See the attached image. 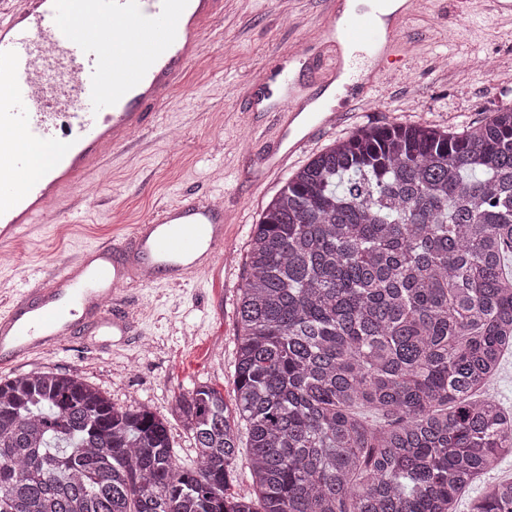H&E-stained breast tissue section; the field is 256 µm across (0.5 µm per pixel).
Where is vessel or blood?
<instances>
[{
  "label": "vessel or blood",
  "mask_w": 512,
  "mask_h": 512,
  "mask_svg": "<svg viewBox=\"0 0 512 512\" xmlns=\"http://www.w3.org/2000/svg\"><path fill=\"white\" fill-rule=\"evenodd\" d=\"M324 3L314 55L325 87L356 73L369 91L389 67L410 66L402 32L413 0L383 17H348L342 0ZM223 15L224 0H0L1 253L37 231L41 212L63 190L86 186L148 135L151 109L183 85L204 34ZM271 82L283 88L275 111L284 121L278 148L260 165L282 170L310 141L290 139L296 119L316 132L342 115L307 111L278 65L257 76L254 111L265 110ZM57 142L64 150L33 170L30 148ZM223 252V203L202 195L159 207L127 236L87 247L80 263L26 281L0 307V365L53 350L87 328L130 335L122 313L130 281L188 282L209 273Z\"/></svg>",
  "instance_id": "vessel-or-blood-1"
}]
</instances>
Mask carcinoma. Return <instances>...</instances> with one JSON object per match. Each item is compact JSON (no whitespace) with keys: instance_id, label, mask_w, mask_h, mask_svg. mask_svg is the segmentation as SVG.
<instances>
[{"instance_id":"1","label":"carcinoma","mask_w":512,"mask_h":512,"mask_svg":"<svg viewBox=\"0 0 512 512\" xmlns=\"http://www.w3.org/2000/svg\"><path fill=\"white\" fill-rule=\"evenodd\" d=\"M235 417L193 385L168 421L77 375L0 379V512H456L512 457L486 387L512 352V105L364 126L250 230ZM247 441L254 496L227 494ZM470 512H512V480Z\"/></svg>"}]
</instances>
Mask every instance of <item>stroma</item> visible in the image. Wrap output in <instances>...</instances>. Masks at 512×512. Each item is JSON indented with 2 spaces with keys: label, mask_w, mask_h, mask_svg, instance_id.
I'll return each instance as SVG.
<instances>
[{
  "label": "stroma",
  "mask_w": 512,
  "mask_h": 512,
  "mask_svg": "<svg viewBox=\"0 0 512 512\" xmlns=\"http://www.w3.org/2000/svg\"><path fill=\"white\" fill-rule=\"evenodd\" d=\"M406 23L415 64L384 77L370 96L335 127L314 133L310 155L362 126L423 123L445 128L479 122L512 103V19L474 0L459 17L455 0H416ZM322 0H226L224 16L205 38L184 84L157 110L147 147L113 161L95 198L80 214L63 216L21 245L13 263L0 264V299L10 300L38 269L74 260L88 246L129 234L159 205L184 195L224 196L229 219L220 269L180 287L132 285L131 336H78L50 353L0 368V378L32 369L78 375L114 403L143 404L169 421L178 461L194 466L195 453L171 408L196 383L235 402L236 305L245 272L249 233L280 189L284 174L257 176L266 142L249 130L274 131L273 115L249 101L258 71L298 44L314 43L325 18Z\"/></svg>",
  "instance_id": "stroma-1"
}]
</instances>
